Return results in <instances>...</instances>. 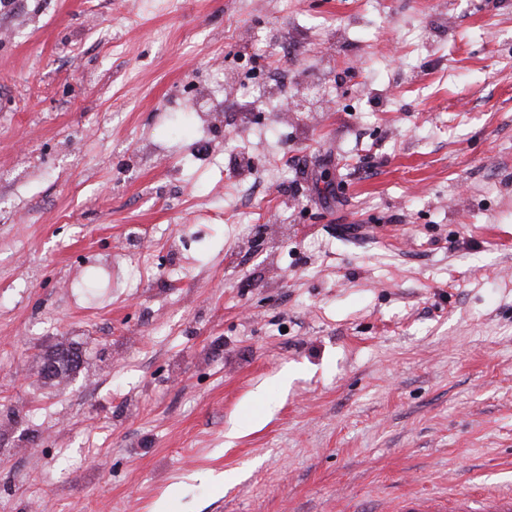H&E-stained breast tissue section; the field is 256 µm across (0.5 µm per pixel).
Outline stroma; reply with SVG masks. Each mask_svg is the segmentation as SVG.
<instances>
[{"instance_id":"stroma-1","label":"stroma","mask_w":512,"mask_h":512,"mask_svg":"<svg viewBox=\"0 0 512 512\" xmlns=\"http://www.w3.org/2000/svg\"><path fill=\"white\" fill-rule=\"evenodd\" d=\"M487 483L512 485V0L0 7V512Z\"/></svg>"}]
</instances>
